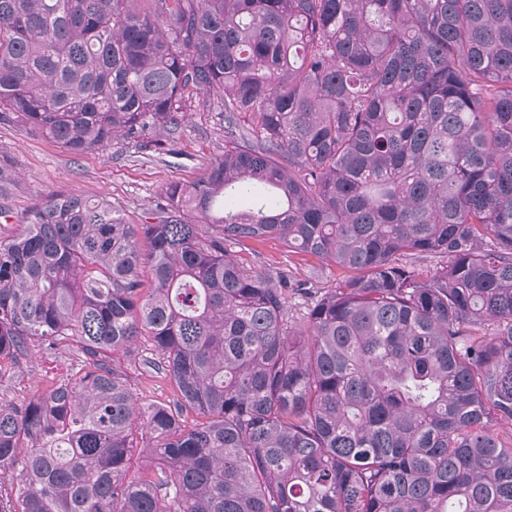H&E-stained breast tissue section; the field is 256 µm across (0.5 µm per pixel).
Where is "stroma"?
Instances as JSON below:
<instances>
[{
	"label": "stroma",
	"mask_w": 512,
	"mask_h": 512,
	"mask_svg": "<svg viewBox=\"0 0 512 512\" xmlns=\"http://www.w3.org/2000/svg\"><path fill=\"white\" fill-rule=\"evenodd\" d=\"M187 112L177 128L162 137L117 139L106 148L76 154L16 118L0 115V171L9 182L0 191V236L13 235L24 217L50 194L111 202L131 224L157 220L166 184L199 180L224 153V96L219 92H186ZM241 266L254 271L276 270L288 278L290 319L303 316L311 297L305 283L328 288L346 276L337 266L288 252L268 240L248 246L229 244ZM83 358L70 352L58 358L34 355L0 378V398L20 402L50 383L78 371ZM131 388L140 402L166 403L175 396L169 378L144 366H128Z\"/></svg>",
	"instance_id": "stroma-1"
}]
</instances>
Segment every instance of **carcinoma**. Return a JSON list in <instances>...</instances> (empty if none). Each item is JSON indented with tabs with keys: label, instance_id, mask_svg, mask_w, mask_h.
<instances>
[{
	"label": "carcinoma",
	"instance_id": "1",
	"mask_svg": "<svg viewBox=\"0 0 512 512\" xmlns=\"http://www.w3.org/2000/svg\"><path fill=\"white\" fill-rule=\"evenodd\" d=\"M127 2L0 0V107L78 154L222 91L224 155L156 224L50 195L0 237V369L85 359L0 400V512H512V0ZM266 239L348 276L291 322L224 248ZM140 336L169 404L103 360Z\"/></svg>",
	"mask_w": 512,
	"mask_h": 512
}]
</instances>
